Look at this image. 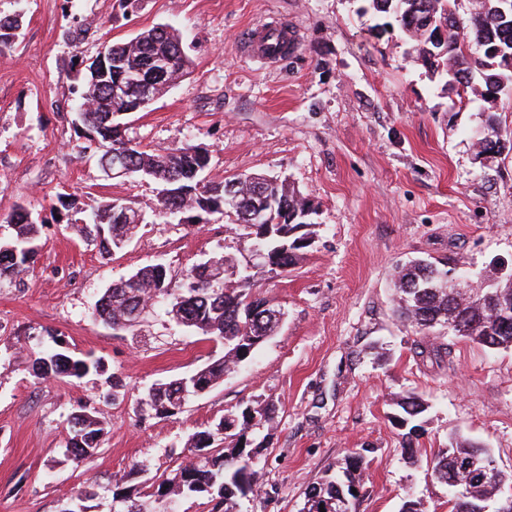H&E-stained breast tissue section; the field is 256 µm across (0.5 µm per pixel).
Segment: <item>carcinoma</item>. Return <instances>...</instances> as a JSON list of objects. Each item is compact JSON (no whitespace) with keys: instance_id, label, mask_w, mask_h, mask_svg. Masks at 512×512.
Masks as SVG:
<instances>
[{"instance_id":"obj_1","label":"carcinoma","mask_w":512,"mask_h":512,"mask_svg":"<svg viewBox=\"0 0 512 512\" xmlns=\"http://www.w3.org/2000/svg\"><path fill=\"white\" fill-rule=\"evenodd\" d=\"M372 9L391 18L416 53V61L459 88L470 99L483 102L506 88H512V0H476L474 10L465 20L456 14L457 0H370ZM20 20L0 18V47L11 44ZM136 44L113 42L106 45L112 59L122 67L151 70L159 58H176L177 70L187 73L189 61L177 56L181 37L166 25L154 26L140 33ZM478 48L471 52L470 45ZM121 67L97 81L86 73L78 103L89 102L85 126L99 142L111 149H128L136 176L150 178L160 184L154 213L162 216H186L190 224H200L204 216L225 211L226 190L238 184L237 206L232 210L237 229L249 239L251 249L263 252L268 272L280 274L292 267L301 252L311 245L316 225L317 207L287 179H262L266 198L271 200L270 224L254 226L248 215L263 202L256 187L242 176H226L205 180L210 156L193 142L163 150L148 149L125 138L121 118H110L104 111L109 106L108 82L118 81ZM134 211L124 200L114 197L101 200L97 206L76 219L72 227L85 238L96 242L100 251L110 256L123 249L137 233L140 224L112 222L114 210ZM15 235L0 241V279L17 277L36 262L34 240L37 223L22 209L10 219ZM248 265L223 254L192 266L184 275L178 294L172 293V277L163 263L149 264L106 289L95 302V318L107 325L132 321L135 310L149 314L160 301H167V315L179 327L190 329L224 344V354L208 363L195 379L187 376L152 385L140 398L141 405L158 418L177 414L199 389L209 390L224 376L245 363L261 344L257 336H272L279 320L272 317L276 309L265 299L252 295L253 284ZM455 269L441 268L423 259L411 260L396 267V305L400 318L411 324L422 336L420 354L442 355L427 342L435 327L450 320L462 325L463 335L488 349L512 348V315L504 318L494 298L512 301V278L502 276L486 287L472 285L459 294V301L448 298L443 278ZM34 376L46 379L67 377L80 380L101 371L99 360L67 351L62 341L52 338L27 360ZM394 419L403 429L402 448L411 451L420 437V418L427 410L426 400L415 392H407L394 402ZM273 405L258 402L230 412L210 430L193 434L186 442L189 460L182 463L171 479L161 481L147 496L160 504L162 500L182 496L219 498L215 508L222 512H239L240 501L254 494L263 469L261 445L250 447L247 434L270 419ZM106 427L104 421L82 410L67 418V454L79 464L93 457L101 447ZM224 447L210 450L205 457L197 451L210 449L215 441ZM488 450L465 439L456 440L433 453V471L438 480L461 482L469 478L463 469L466 459L482 457ZM359 456L351 457L342 470L329 469L313 483L306 494L301 512H336L340 492L358 488L355 471ZM125 477L113 478L112 501L115 512H148L145 501L122 491ZM497 482L488 478L469 485L468 497L456 500L450 512H473L472 507L490 505Z\"/></svg>"}]
</instances>
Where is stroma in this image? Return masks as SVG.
<instances>
[{"mask_svg": "<svg viewBox=\"0 0 512 512\" xmlns=\"http://www.w3.org/2000/svg\"><path fill=\"white\" fill-rule=\"evenodd\" d=\"M18 13L21 33L0 49V241L13 236L21 204L39 234L34 266L0 279V512H60L116 474L148 492L174 476L191 435L257 400L275 413L261 431L259 487L241 512H299L308 486L357 452L356 512H399L409 498L448 512L432 454L455 438L512 472V349L440 327L435 342L451 347L452 361L419 356L420 336L393 301L394 268L414 258L512 266V150L475 155L481 104L415 62L392 19L367 0H0V17ZM271 21L296 36L276 64L239 45L243 28ZM157 25L179 31L191 66L149 108L124 116L126 137L161 150L202 144L207 178H284L318 208L315 241L294 269H253L255 293L285 313L277 333L164 419L142 410V394L204 367L223 346L161 311L136 332L116 331L93 305L146 265L164 263L178 278L217 253L248 260L249 242L219 213L204 224L153 217L105 257L71 227L106 197L156 202L155 181L104 178L71 105L103 44ZM52 334L100 358L103 372L34 377L26 355ZM409 391L428 402L412 458L392 422L396 397ZM82 407L107 434L77 465L65 453L66 420Z\"/></svg>", "mask_w": 512, "mask_h": 512, "instance_id": "stroma-1", "label": "stroma"}]
</instances>
